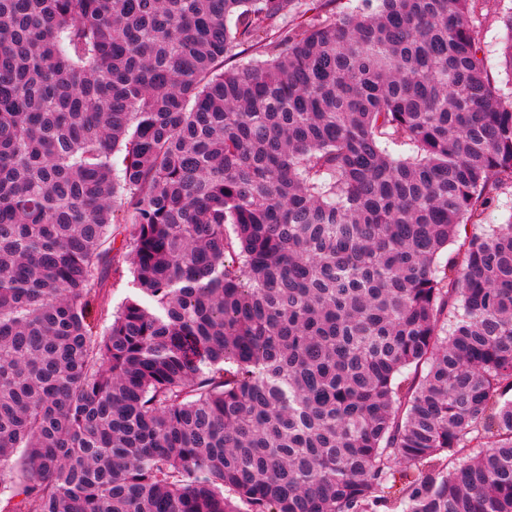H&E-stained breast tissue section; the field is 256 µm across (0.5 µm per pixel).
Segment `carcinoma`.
<instances>
[{
  "label": "carcinoma",
  "mask_w": 512,
  "mask_h": 512,
  "mask_svg": "<svg viewBox=\"0 0 512 512\" xmlns=\"http://www.w3.org/2000/svg\"><path fill=\"white\" fill-rule=\"evenodd\" d=\"M475 2L0 0V512H512ZM123 274L112 275L107 286L106 292V305L109 307L110 312L115 311L119 304L128 296L134 293L131 287L132 277L130 274L129 266L123 263Z\"/></svg>",
  "instance_id": "carcinoma-1"
}]
</instances>
